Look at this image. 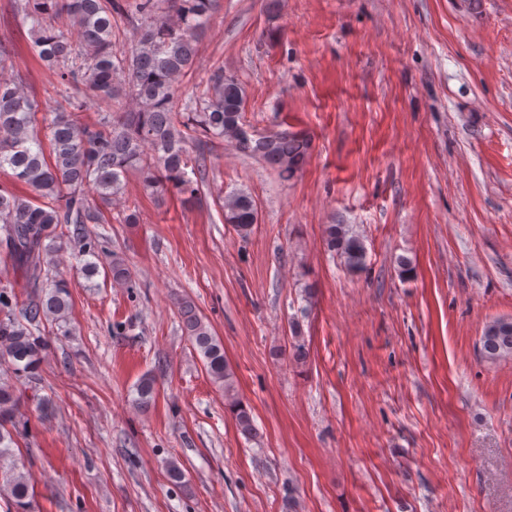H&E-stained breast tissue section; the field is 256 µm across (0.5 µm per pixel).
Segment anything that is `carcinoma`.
I'll list each match as a JSON object with an SVG mask.
<instances>
[{
	"label": "carcinoma",
	"instance_id": "carcinoma-1",
	"mask_svg": "<svg viewBox=\"0 0 512 512\" xmlns=\"http://www.w3.org/2000/svg\"><path fill=\"white\" fill-rule=\"evenodd\" d=\"M218 7L219 0H14L13 22L29 28L32 48L56 75L60 97L55 111L43 112L21 83L0 80V171L10 169L34 193L0 186V233L31 289L23 300L0 289V355L15 371L35 372L48 349L35 330L48 320H66L70 309L67 282L57 275L62 227L74 225L72 236L89 245L86 225L108 223L102 206L120 200L128 171L142 173L147 191L193 198L207 171L205 147L214 139L260 157L287 179L306 163L309 145L300 137L249 136L242 123L244 90L220 67L183 109L174 106V84L193 68L199 37ZM116 16L131 26L128 47L116 43ZM90 103L97 112L92 122L82 117ZM219 203L224 223L248 237L258 222L252 195L234 191ZM323 244L348 271L365 267V246L346 225H325ZM178 314L207 373L224 387L241 432L252 435L251 411L235 395L222 343L191 302L179 303ZM480 353L489 361L512 357V321L488 323ZM136 393L137 403L148 405L153 379L142 378ZM17 406L15 389L0 384V458L10 452L7 425H16ZM6 486L17 512H30L31 477L12 474Z\"/></svg>",
	"mask_w": 512,
	"mask_h": 512
}]
</instances>
